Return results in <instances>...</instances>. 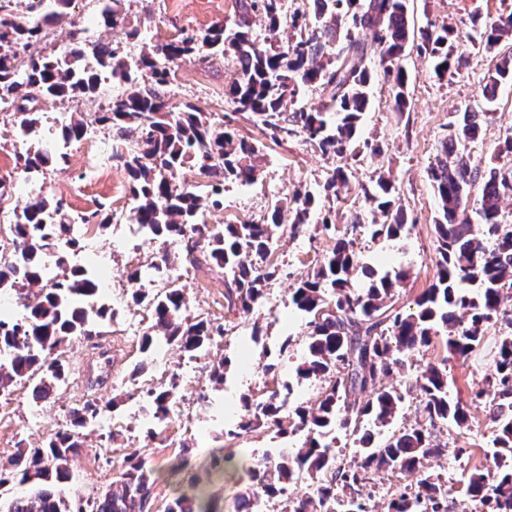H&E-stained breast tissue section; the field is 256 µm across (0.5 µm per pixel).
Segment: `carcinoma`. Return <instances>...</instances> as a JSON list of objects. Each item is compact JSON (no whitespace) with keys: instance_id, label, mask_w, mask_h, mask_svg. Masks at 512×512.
Listing matches in <instances>:
<instances>
[{"instance_id":"obj_1","label":"carcinoma","mask_w":512,"mask_h":512,"mask_svg":"<svg viewBox=\"0 0 512 512\" xmlns=\"http://www.w3.org/2000/svg\"><path fill=\"white\" fill-rule=\"evenodd\" d=\"M71 2L57 0L60 11L51 17L42 14L43 0H0V101L12 108L11 123L18 132L35 141L18 156L22 179L30 183L50 165L66 162V155L40 136L42 113L25 103L40 97H89L97 93L100 75L112 78L124 90L112 96L97 121L109 129L112 159L128 176L138 233L149 245L168 238L187 240L186 259L223 270L224 299L244 316L262 301L268 282L282 273L274 263L256 265L254 257L274 252L278 230L286 222L293 235L331 230V212L314 226L309 225L310 215L349 184V165L336 167L316 191L295 188L276 201L261 223H199L203 211L223 207L224 183L257 180L261 147L191 105L170 109L164 92L169 67L187 56L232 54L236 77L226 96L234 112L273 142L301 134L322 154L354 162L362 154L360 123L371 107L372 59L378 60L379 74L391 88L396 112L407 104L408 76L401 60L409 46L416 45L419 53L432 59L438 79L458 73L454 28L429 22L414 29L407 0H312L310 13L290 16L284 0H235L234 20L202 31L184 29L170 42L145 46L135 68L147 78L142 84L112 42L100 38L71 32L57 53L30 52L41 42L45 25L69 17L66 8ZM96 2L98 25L126 29L120 0ZM256 17L272 32L285 25L293 35L284 42H260L252 33ZM470 27L472 48L492 62L483 90L490 103L499 85L512 79V52L500 50L503 42L512 45V14L493 17L476 9ZM367 31L373 36L371 45L359 38ZM306 89L321 91L322 107L300 103L299 95ZM479 117L491 123L495 113L467 109L448 124V139L429 168L438 203L436 276L414 299V310L404 313L394 306L395 286L407 278L404 271L367 268L369 284L355 287L351 276L359 261L352 242L344 237L334 238L323 261L296 282L291 304L311 317L307 349L296 372L301 379L323 383L316 406L284 413L291 394L284 382L246 402L227 430L230 436L263 427H274L279 435L307 430L301 447L268 450L249 470L267 500L291 501V508L283 512H336L338 507L344 512H370L366 490L380 471L397 473L407 481L389 500L387 512H448V489L432 466L445 449L433 443L430 428L448 421L463 428L470 414L466 405L448 399L446 361L423 366L402 389L384 381L404 376L403 353L430 346L436 336L446 337L447 350L454 356H468L492 322L504 329L494 373L487 378L493 388L489 416L497 429L486 465L469 475L467 493L487 512H512V315L505 310V301L512 298V224L503 222L502 212L504 201L512 200V129L500 139L495 163L474 167L468 146L478 139ZM85 129L78 113L69 112L60 141L79 140ZM187 166L207 180L206 193L185 182ZM477 182L482 188L473 199L471 189ZM395 190L394 180L384 174L364 188L365 200L381 216L371 224L375 237L398 239L409 231L406 213L396 206ZM472 212L479 217L476 224ZM73 223L62 200L41 194L30 196L16 216L13 244L19 256L13 264L0 261V295L15 294L25 314L18 318L0 310L1 395L37 372L32 398L53 397L68 374L55 350L68 339L92 335L91 327L107 317L109 307L102 303L94 270L68 264V251L75 246L70 238ZM52 241L60 251L51 274L43 254ZM172 266L164 253L132 270L129 279L137 283L145 277L161 278ZM132 299L146 304L150 312L134 376L146 370L160 341L198 353L224 334L207 318L183 316L186 289L170 277L162 291L145 294L137 289ZM176 389L171 380L147 390L151 420L168 416ZM367 390L368 398L357 400L356 394ZM412 396L418 400L415 423L400 427L383 445H372L371 430L392 425ZM113 405L111 400H92L71 409L64 427L41 445L19 448L1 463L0 489L28 484L31 491L0 496V512H150L155 479L136 454L125 458L105 491L84 504L68 502L56 489L73 479L71 461L81 451L86 433ZM338 427L357 437L361 463L352 465L336 452L333 431ZM303 473L317 480L314 497L292 501L288 491ZM166 512L212 509L203 495L182 493Z\"/></svg>"}]
</instances>
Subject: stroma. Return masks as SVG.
Here are the masks:
<instances>
[{"mask_svg":"<svg viewBox=\"0 0 512 512\" xmlns=\"http://www.w3.org/2000/svg\"><path fill=\"white\" fill-rule=\"evenodd\" d=\"M477 7L493 15L506 14L512 12V0H409L415 25L432 21L456 28L460 34L458 51L464 62L454 77L441 82L427 57L407 50L402 65L408 74L409 107L402 113L393 111L384 81L378 78L372 82V106L359 132L360 139L369 141L370 147L352 164L348 186L332 201L337 233L353 241L360 263L380 270L408 271L395 296L398 309L404 311L428 288L436 272L433 224L437 209L428 170L448 134L449 122L467 108L478 111L487 106L494 110L495 121L483 125L471 150L472 163L481 167L489 164L500 137L512 128V81L500 85L493 103H486L482 95L490 61L477 54L469 42V15ZM125 8L131 22H146L148 31L142 38L105 29L95 30L94 35L119 46L132 65L145 43L177 38L184 29L207 28L233 18L237 11L235 0H125ZM176 67L186 79L179 94L168 95L171 105L192 103L216 122L233 115L232 125L241 137L260 139L258 128L234 115L224 96L234 71L231 57L217 54L201 60L190 56L177 61ZM91 143L87 136L72 142L67 149L68 165L49 168L43 178L30 183L29 189L34 194L63 199L73 215L100 207L112 214L111 226H90L83 244L111 268L115 281L122 286L108 300L114 318L101 324L102 334L96 341L73 339L60 347L69 374L52 399L34 402L24 384L14 387L11 394L0 395V463L7 462L17 449L40 445L65 424L69 410L96 396L115 401L116 406L105 412L100 427L87 436L72 464L74 477L62 488L63 496L85 499L105 491L124 459L136 453L156 479L152 512H165L178 492L190 490L195 484L205 487L213 497L217 512H241L242 499L251 492L249 468L266 449L285 446L286 441L267 428L230 436L233 414L241 409L244 397L275 389L280 379L293 385L289 408L311 405L317 398L319 382L301 381L296 376L309 327L307 316L293 310L290 297L296 279L322 260L332 241L312 231L296 236L284 234L271 256L284 274L270 282L263 302L250 318H243L227 308L221 270L188 266L182 241L142 242L125 196V172L107 155L94 153ZM336 165V160L323 156L301 136L266 143L256 183L226 185L223 210L206 211L202 220L209 225L260 220L295 186L318 188ZM387 171L396 178L395 198L409 218L408 233L398 239L371 237L364 226L372 214L362 187ZM356 215L363 216V223H353ZM162 251L170 254L176 269L187 273L183 286L188 315H200L223 325L224 336L198 360L169 348L165 359L154 360L145 373L136 377L132 369L140 351L130 337L145 332L149 313L145 305L133 302L135 285L128 282L127 272ZM256 325L262 327L263 334L255 339L251 331ZM499 334V326H488L482 344L466 359L449 355L441 336L429 347L405 355L407 364L414 368L447 362L449 397L470 404L469 427L460 429L445 422L434 429L436 442L447 450L434 470L447 482L448 512H473L474 504L466 493L468 477L474 467L485 464L492 448L497 426L484 406L472 402L471 397L483 388L494 369ZM268 351L280 353L284 365L275 379L262 373ZM226 356L232 365L223 384L211 383L209 365ZM172 378L178 388L170 416L148 427L140 393ZM149 428L155 431L150 439L145 436Z\"/></svg>","mask_w":512,"mask_h":512,"instance_id":"obj_1","label":"stroma"}]
</instances>
